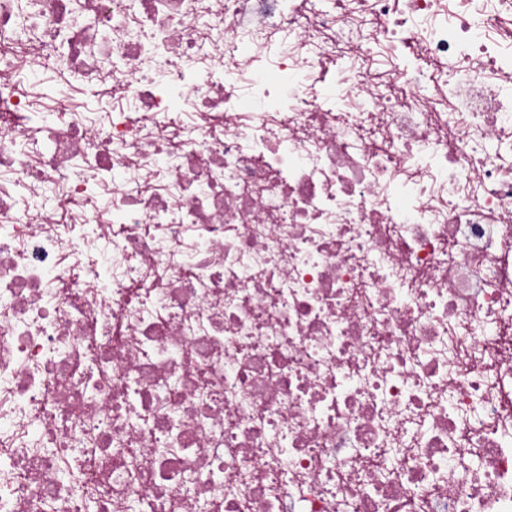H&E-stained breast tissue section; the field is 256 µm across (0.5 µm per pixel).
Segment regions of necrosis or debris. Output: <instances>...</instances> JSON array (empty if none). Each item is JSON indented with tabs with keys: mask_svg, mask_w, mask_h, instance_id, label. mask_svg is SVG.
Masks as SVG:
<instances>
[{
	"mask_svg": "<svg viewBox=\"0 0 512 512\" xmlns=\"http://www.w3.org/2000/svg\"><path fill=\"white\" fill-rule=\"evenodd\" d=\"M512 512V0H0V512Z\"/></svg>",
	"mask_w": 512,
	"mask_h": 512,
	"instance_id": "1",
	"label": "necrosis or debris"
}]
</instances>
